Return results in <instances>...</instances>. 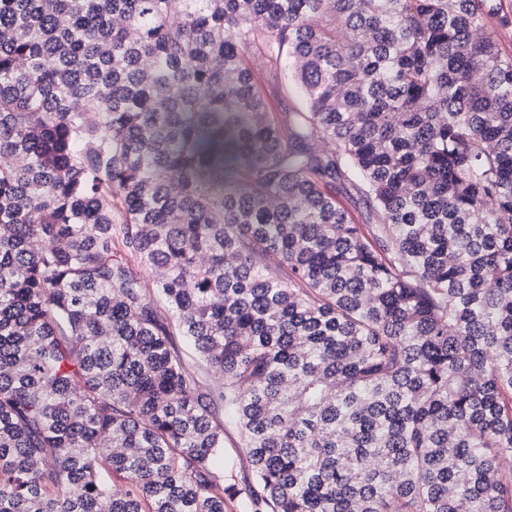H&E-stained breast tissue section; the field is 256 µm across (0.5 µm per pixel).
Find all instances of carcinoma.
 <instances>
[{"label":"carcinoma","instance_id":"obj_1","mask_svg":"<svg viewBox=\"0 0 512 512\" xmlns=\"http://www.w3.org/2000/svg\"><path fill=\"white\" fill-rule=\"evenodd\" d=\"M493 7L0 0V512H512ZM257 82L265 88L270 106L274 110L299 108L302 97L296 83L288 76V70L282 71L278 82H273L261 69H254ZM247 475L245 448H241L238 430L233 425L224 426V482L241 485Z\"/></svg>","mask_w":512,"mask_h":512}]
</instances>
